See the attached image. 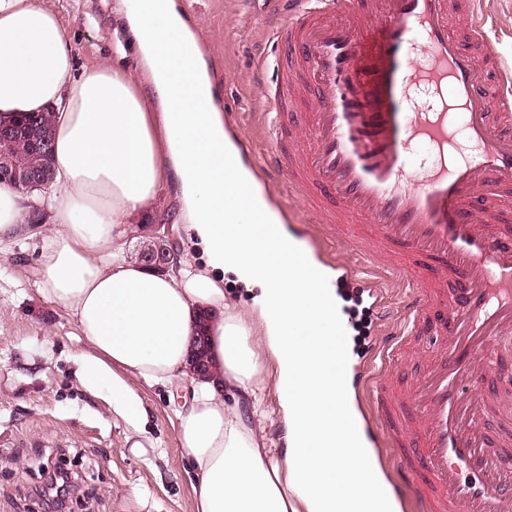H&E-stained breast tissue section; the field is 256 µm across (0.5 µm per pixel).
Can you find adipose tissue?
<instances>
[{
    "label": "adipose tissue",
    "mask_w": 512,
    "mask_h": 512,
    "mask_svg": "<svg viewBox=\"0 0 512 512\" xmlns=\"http://www.w3.org/2000/svg\"><path fill=\"white\" fill-rule=\"evenodd\" d=\"M117 14L138 70L118 65L124 45L115 61L78 68L56 12L41 0H0V122L54 114V179L28 194L0 186V243L25 232L30 204L43 206L51 229L41 292L79 326V378L106 388L128 417L138 397L126 376L181 392L174 415L194 512H397L372 449L351 450L363 432L350 384L332 374L335 289L310 293L288 265L293 240L226 205L230 185L255 176L240 163L224 170L233 142L187 19L176 0H118ZM187 56L190 89L177 76ZM170 176L185 243L176 265L156 273L125 256L122 238L146 222ZM228 271L258 288L251 309L225 293ZM201 328L203 377L189 370ZM270 378L281 447L265 438Z\"/></svg>",
    "instance_id": "ef3b65f1"
}]
</instances>
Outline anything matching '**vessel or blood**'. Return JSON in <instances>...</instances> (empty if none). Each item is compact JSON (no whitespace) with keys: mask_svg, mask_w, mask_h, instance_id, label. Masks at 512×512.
Here are the masks:
<instances>
[{"mask_svg":"<svg viewBox=\"0 0 512 512\" xmlns=\"http://www.w3.org/2000/svg\"><path fill=\"white\" fill-rule=\"evenodd\" d=\"M448 0H288L276 28L288 64L263 101L273 146L303 210L289 234L319 226L373 272L337 261L373 298L381 365L358 387L427 512H512V422L487 423L502 388L500 341L512 336V212L475 201L512 190V69L487 71L498 49L478 11L456 34ZM305 123L290 118L296 94ZM412 280L393 307L383 282ZM428 333L425 345L411 339ZM426 361L397 383L400 357Z\"/></svg>","mask_w":512,"mask_h":512,"instance_id":"1","label":"vessel or blood"}]
</instances>
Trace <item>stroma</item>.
<instances>
[{"label": "stroma", "instance_id": "1", "mask_svg": "<svg viewBox=\"0 0 512 512\" xmlns=\"http://www.w3.org/2000/svg\"><path fill=\"white\" fill-rule=\"evenodd\" d=\"M69 27L80 65L112 56L114 0H43ZM219 90L224 125L264 152L259 100L277 83L272 0H180ZM41 233L0 252V512H43L32 490L41 468L73 469L81 494L69 512H192L193 474L165 390L132 380L134 422L107 390L80 382L85 343L75 319L39 292Z\"/></svg>", "mask_w": 512, "mask_h": 512}]
</instances>
